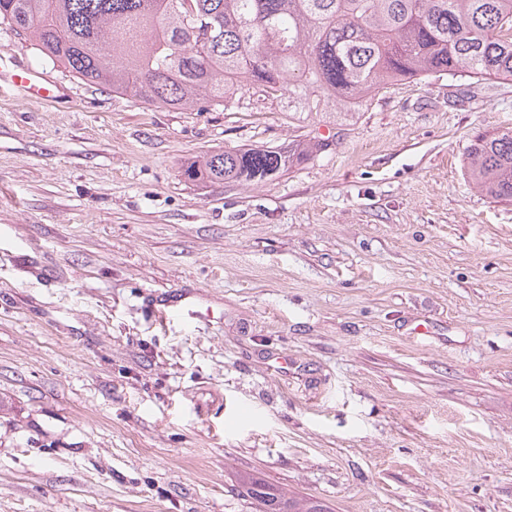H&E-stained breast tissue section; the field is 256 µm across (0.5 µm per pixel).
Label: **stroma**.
Returning <instances> with one entry per match:
<instances>
[{
  "mask_svg": "<svg viewBox=\"0 0 512 512\" xmlns=\"http://www.w3.org/2000/svg\"><path fill=\"white\" fill-rule=\"evenodd\" d=\"M2 51L64 95L0 92V512H256L241 475L332 512H512V202L464 168L512 80L292 123L112 93L4 25ZM316 135L259 184L184 175ZM184 288L214 320L145 311Z\"/></svg>",
  "mask_w": 512,
  "mask_h": 512,
  "instance_id": "obj_1",
  "label": "stroma"
}]
</instances>
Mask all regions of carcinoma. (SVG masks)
<instances>
[{
  "label": "carcinoma",
  "mask_w": 512,
  "mask_h": 512,
  "mask_svg": "<svg viewBox=\"0 0 512 512\" xmlns=\"http://www.w3.org/2000/svg\"><path fill=\"white\" fill-rule=\"evenodd\" d=\"M0 23L73 77L170 110L252 109L340 115L405 80L465 72L512 79V0H0ZM321 144L209 152L185 169L202 184L261 183ZM470 177L512 201V131L478 135ZM259 512H330L258 479Z\"/></svg>",
  "instance_id": "carcinoma-1"
}]
</instances>
